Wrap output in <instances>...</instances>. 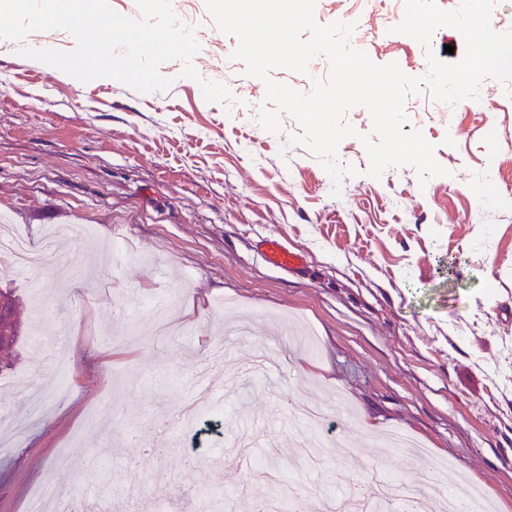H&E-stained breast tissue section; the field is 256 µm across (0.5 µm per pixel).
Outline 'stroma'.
Returning a JSON list of instances; mask_svg holds the SVG:
<instances>
[{
    "instance_id": "1",
    "label": "stroma",
    "mask_w": 512,
    "mask_h": 512,
    "mask_svg": "<svg viewBox=\"0 0 512 512\" xmlns=\"http://www.w3.org/2000/svg\"><path fill=\"white\" fill-rule=\"evenodd\" d=\"M190 2L192 63L229 104L206 102L177 60L160 68L168 90L140 93L80 82L0 39V213L47 256L0 288L20 298L27 329L52 314L69 357L59 375L27 332L0 369V413L26 403L28 385L49 390L0 453V512H30L49 477L59 496L46 512H199L208 489L228 492L223 512L272 495L314 512L326 490L371 492L375 472L407 483L448 458L445 489L478 486L512 512V162L498 184L485 179L496 142L512 139L505 87L481 84L496 112L407 94L404 131H421L447 170L426 179L409 165L369 176L371 115L351 109L357 134L337 159L359 174L336 196L321 160L289 144L293 117L281 114L277 135L259 126L263 82L241 62L224 70L237 39ZM402 19L366 22L374 63L420 77L426 52L463 57L456 29L425 47L397 33ZM83 224L92 241L51 233ZM268 237L301 251L304 268L270 267ZM60 260L84 280L57 284ZM173 296L164 333L150 309ZM203 366L204 395L184 385ZM303 407L325 415L315 452L293 421ZM386 429L427 458L377 443Z\"/></svg>"
}]
</instances>
